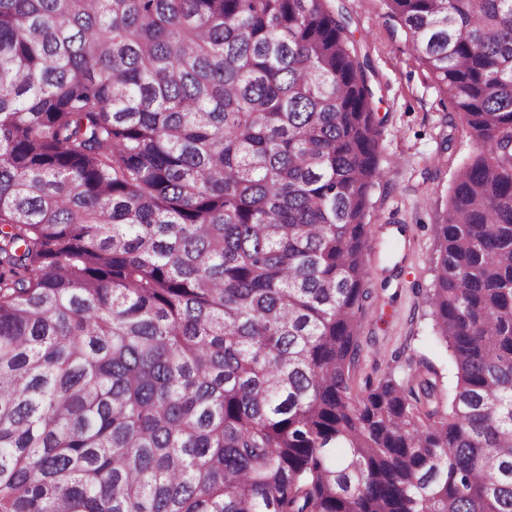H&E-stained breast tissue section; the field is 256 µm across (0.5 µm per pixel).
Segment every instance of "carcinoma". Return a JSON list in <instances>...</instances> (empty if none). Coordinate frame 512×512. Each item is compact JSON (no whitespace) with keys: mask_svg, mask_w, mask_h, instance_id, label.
<instances>
[{"mask_svg":"<svg viewBox=\"0 0 512 512\" xmlns=\"http://www.w3.org/2000/svg\"><path fill=\"white\" fill-rule=\"evenodd\" d=\"M476 144L456 384L353 388L378 166L327 0H0V512H512V0H385Z\"/></svg>","mask_w":512,"mask_h":512,"instance_id":"obj_1","label":"carcinoma"}]
</instances>
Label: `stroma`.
<instances>
[{"instance_id":"stroma-1","label":"stroma","mask_w":512,"mask_h":512,"mask_svg":"<svg viewBox=\"0 0 512 512\" xmlns=\"http://www.w3.org/2000/svg\"><path fill=\"white\" fill-rule=\"evenodd\" d=\"M331 6L348 18L357 54L368 62V84L380 98L378 163L384 176L371 194L368 219L375 230L366 264L373 282L386 288L362 322L361 368L401 377L410 363L425 356L452 386L451 353L434 334L424 295L436 275L432 226L475 146L461 115L419 63L403 30L386 17L383 0H331ZM396 224L406 226L407 241L392 256L387 243Z\"/></svg>"}]
</instances>
